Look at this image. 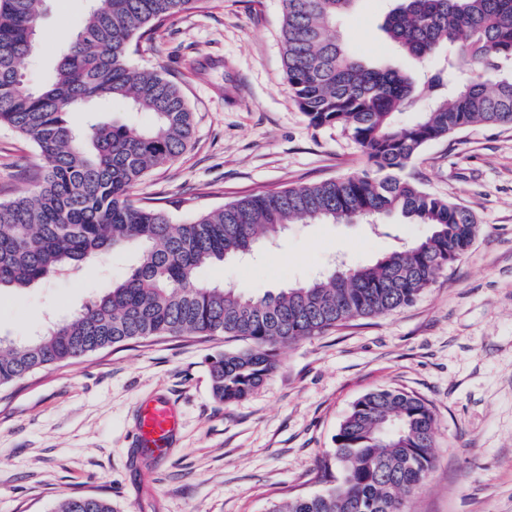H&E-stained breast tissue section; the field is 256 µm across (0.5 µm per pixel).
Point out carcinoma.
<instances>
[{"label":"carcinoma","instance_id":"1","mask_svg":"<svg viewBox=\"0 0 512 512\" xmlns=\"http://www.w3.org/2000/svg\"><path fill=\"white\" fill-rule=\"evenodd\" d=\"M355 0H284L288 86L311 124L348 133L368 161L362 174L242 197L183 224L129 191L180 157L193 112L157 69L128 63L132 40L190 10L195 0H94L52 79L34 89L21 64L35 47L44 0H0V126L36 148L34 188L0 203V288L74 274L133 248L135 266L69 319L22 341L0 338V387L49 366L158 336H223L242 346L209 362L216 399L249 396L277 367V351L349 322L412 304L480 233L467 206L407 174L421 149L475 124L512 126V0H396L389 39L421 73L369 68L331 35ZM123 100L148 127L73 112ZM413 109L406 125L395 114ZM400 215L429 233L366 266L331 268L306 284L247 296L206 284L199 271L250 254L290 224L372 223ZM436 420L407 391L376 389L340 424L322 470L326 487L271 512H406L433 466ZM59 512H114L102 495H72Z\"/></svg>","mask_w":512,"mask_h":512}]
</instances>
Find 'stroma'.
<instances>
[{
    "mask_svg": "<svg viewBox=\"0 0 512 512\" xmlns=\"http://www.w3.org/2000/svg\"><path fill=\"white\" fill-rule=\"evenodd\" d=\"M91 0H45L42 37L21 66L52 77ZM390 0H358L336 38L369 67L413 70L383 31ZM282 0H197L133 42L130 62L159 68L194 113L177 160L133 197L174 223L243 196L360 174L363 153L338 128L313 127L288 89ZM34 146L0 126V202L31 187ZM411 173L428 192L468 206L481 233L412 305L280 347L279 366L227 405L208 361L221 336L147 338L92 353L0 388V512H56L73 494L105 495L116 512H270L322 489L317 473L354 402L381 388L425 398L437 428L434 465L407 512H512V126L473 125L427 143ZM382 224H292L270 246L203 268L201 280L251 295L310 281L341 259L369 265L427 234ZM135 261L105 255L71 277L0 290V337L20 340L72 317ZM180 413L156 455L134 433L145 402Z\"/></svg>",
    "mask_w": 512,
    "mask_h": 512,
    "instance_id": "1",
    "label": "stroma"
}]
</instances>
